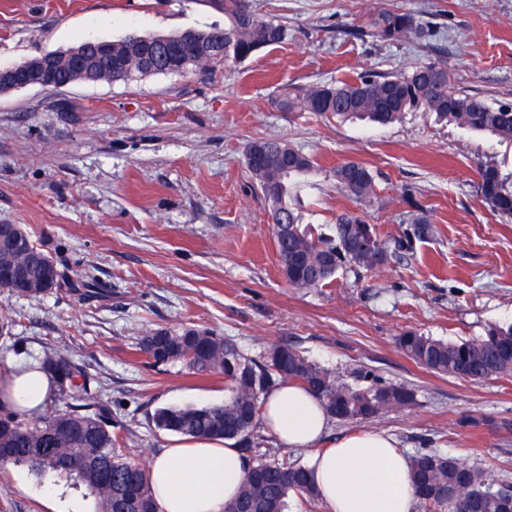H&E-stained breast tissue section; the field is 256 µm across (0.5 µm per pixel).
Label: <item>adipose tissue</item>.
Listing matches in <instances>:
<instances>
[{"label":"adipose tissue","instance_id":"ef3b65f1","mask_svg":"<svg viewBox=\"0 0 512 512\" xmlns=\"http://www.w3.org/2000/svg\"><path fill=\"white\" fill-rule=\"evenodd\" d=\"M50 387L39 371L10 373L0 391L24 412L36 411ZM265 426L288 448L306 450L305 467L325 512H413L410 457L391 435L357 430L321 447L328 425L323 404L307 390L284 384L269 392ZM249 469L234 442L200 443L159 451L147 474L160 512H224Z\"/></svg>","mask_w":512,"mask_h":512}]
</instances>
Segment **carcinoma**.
Instances as JSON below:
<instances>
[{"label":"carcinoma","mask_w":512,"mask_h":512,"mask_svg":"<svg viewBox=\"0 0 512 512\" xmlns=\"http://www.w3.org/2000/svg\"><path fill=\"white\" fill-rule=\"evenodd\" d=\"M224 12V28L196 32L187 44L171 36L172 60L152 57L157 36L129 34L112 42V63L122 72L110 76L107 64L96 71L106 82H129L160 74L195 73L209 62H242L258 50L284 43L286 27L257 12L252 0H208ZM371 36L383 42L420 39L430 30L411 12H380L367 21ZM284 112H312L342 120L365 118L379 124L397 121L409 111L423 109L472 131L512 141V106L495 105L478 93L456 87L448 67L426 63L396 75L364 74L356 80L300 87L277 101ZM246 168L268 203L272 217L284 214L285 226L273 227L277 254L288 262L284 278L294 288H321L344 265L375 268L410 248L405 238L393 243L353 213L336 217L333 234H317L292 207L298 179L312 172L314 161L288 143L258 139L243 147ZM336 185L356 201L375 192V179L360 163L348 161L333 171ZM482 200L501 217L512 218V175L492 166H479ZM22 242L16 252H0V289L17 294L44 295L59 284L55 261L37 246L24 224H7ZM367 231L371 250L351 251L347 243ZM21 264L27 277L21 284L6 278ZM401 349L424 369L471 381L512 372V325L496 326L482 338L446 342L416 332L400 336ZM140 351L154 365H181L198 375L224 376V401L201 407L156 410L157 429L197 440H234L249 444L267 394L278 383L292 381L320 399L328 417L366 421L415 402L411 388L366 374V384L351 387L336 380L286 343L273 345L265 360L246 358L224 337L194 327L158 329L142 337ZM55 383L57 393L44 412H21L0 397V467L24 463L34 472L65 475L83 485L96 502V512H158L146 468L120 449L112 433L109 412L92 378L70 358L51 353L37 366ZM64 407H57V403ZM411 482L424 512H512V486L504 479L461 459L422 448L411 456ZM309 499L316 493L303 465L284 457L250 461L237 496L224 512H287L288 496Z\"/></svg>","instance_id":"cac0c4a2"}]
</instances>
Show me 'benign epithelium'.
<instances>
[{
	"label": "benign epithelium",
	"instance_id": "obj_1",
	"mask_svg": "<svg viewBox=\"0 0 512 512\" xmlns=\"http://www.w3.org/2000/svg\"><path fill=\"white\" fill-rule=\"evenodd\" d=\"M91 49L109 58L112 42L88 41L63 52L44 53L32 61L0 67V93L27 87L56 88L53 75L58 62L65 59L74 71L82 74L95 66V57L89 54Z\"/></svg>",
	"mask_w": 512,
	"mask_h": 512
}]
</instances>
